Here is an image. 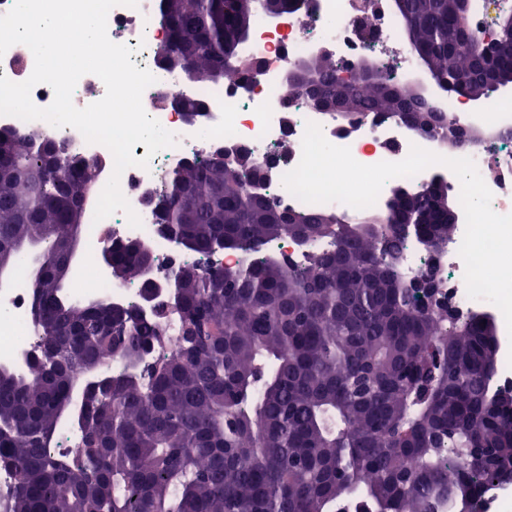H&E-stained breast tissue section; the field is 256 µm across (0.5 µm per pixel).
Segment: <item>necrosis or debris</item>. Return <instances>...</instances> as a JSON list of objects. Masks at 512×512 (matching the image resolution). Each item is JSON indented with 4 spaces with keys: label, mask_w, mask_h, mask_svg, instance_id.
I'll return each instance as SVG.
<instances>
[{
    "label": "necrosis or debris",
    "mask_w": 512,
    "mask_h": 512,
    "mask_svg": "<svg viewBox=\"0 0 512 512\" xmlns=\"http://www.w3.org/2000/svg\"><path fill=\"white\" fill-rule=\"evenodd\" d=\"M304 2L302 12L286 13L275 23L262 20L256 24L246 56L258 62L262 69L260 76L248 73L235 82L219 81L208 85L192 82L182 72L157 68L155 51L164 38L157 21L159 0H138L137 7L119 5L110 10L107 17L109 39L136 48L144 56L143 66L153 72L156 81L144 91L143 107L149 116L175 134L177 144L154 155L148 168L133 166L122 173L121 191L142 225L130 226L122 211L89 224L81 265L96 268L98 274L91 280L75 279L70 288L74 297L108 299L121 307L133 305L149 319L156 308L170 301V285L179 268L220 266L236 270L251 260V253L240 250L198 255L177 247L161 233L145 197L155 191L170 171L188 160L226 147L245 149L256 159L271 160L272 166L260 185L261 191L272 196L281 208L299 210L304 206L303 201L285 188L282 177L301 160L307 123L319 124L329 142L349 148L354 159L364 165L401 161L414 145L441 153L442 145L437 139L421 135L399 120L349 121L339 112L313 111L283 93L288 70L300 59L317 52L327 54L342 70L355 68L372 53L379 59L391 60L398 80L403 83H411L414 77V56L399 31L391 0ZM164 90L204 104L202 121L184 122L179 113L159 101L158 96ZM463 106V100L456 98L441 103L439 109L458 127L481 126L489 131L487 146L471 152L470 157L493 194V211L500 215L512 214V141L504 136L505 130L512 129V113L502 111L496 101L487 112H467ZM1 127L35 130L72 152L102 158L100 183H107L112 175L114 159L109 149L87 142L75 128H57L43 120L24 121L12 116H0ZM438 177L447 184L449 195L459 196L461 185L457 176L446 166L434 165L415 176L387 181L374 205L375 210H387L396 188L416 194ZM465 228V223H457L452 246L437 256L429 252L418 236H410L401 253V270L410 281L424 268L436 267L450 292L449 300L454 309L464 314L496 313L495 305L469 298L466 293L464 263L459 255ZM129 241L146 244L152 251V277L158 284L152 299H144L141 279L119 285L99 271L105 248ZM39 341L26 272L20 269L0 282V364L23 362L29 354L37 352Z\"/></svg>",
    "instance_id": "necrosis-or-debris-1"
}]
</instances>
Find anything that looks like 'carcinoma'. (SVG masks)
<instances>
[{
  "instance_id": "obj_1",
  "label": "carcinoma",
  "mask_w": 512,
  "mask_h": 512,
  "mask_svg": "<svg viewBox=\"0 0 512 512\" xmlns=\"http://www.w3.org/2000/svg\"><path fill=\"white\" fill-rule=\"evenodd\" d=\"M299 0H168L159 24L167 50L192 63L198 83L251 69L236 45L254 21ZM454 0H400L407 41L450 92L490 100L512 83L508 62L472 51L478 39ZM329 88L334 110L398 118L420 131L426 101L393 76L357 70L336 83L326 58L304 61L286 91L304 101ZM0 159V258L24 249L52 260L29 271L42 351L21 369L0 365V468L16 482L0 512H481L484 488L512 480V390L496 386L499 344L484 316L448 323V308L407 288L404 241L425 240L455 201L446 188L412 196L426 223L384 214L280 210L255 190L263 168L246 150L213 153L163 180L154 202L187 250L256 251L290 237L331 240L304 266L263 257L231 275L180 270L172 309L176 352L153 319L109 302H75L57 284L85 229L88 167H67L65 147L10 130ZM47 183L14 175L17 165ZM153 262L145 245L115 256L129 280ZM117 364L119 369L105 368ZM83 430L74 458L54 450L60 427Z\"/></svg>"
}]
</instances>
